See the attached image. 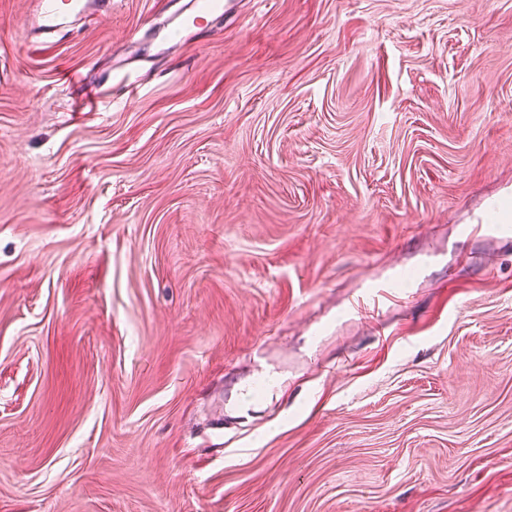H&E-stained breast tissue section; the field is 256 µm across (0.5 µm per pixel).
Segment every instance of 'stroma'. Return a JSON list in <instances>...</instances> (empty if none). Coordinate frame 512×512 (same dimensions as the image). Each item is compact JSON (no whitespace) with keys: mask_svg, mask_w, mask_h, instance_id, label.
Segmentation results:
<instances>
[{"mask_svg":"<svg viewBox=\"0 0 512 512\" xmlns=\"http://www.w3.org/2000/svg\"><path fill=\"white\" fill-rule=\"evenodd\" d=\"M27 5L0 512H512V0ZM90 2L82 0H37L27 15L26 30L31 34L35 27L49 28L58 17L68 12H87ZM393 288L390 282L368 286L352 303L357 310L379 308L393 299Z\"/></svg>","mask_w":512,"mask_h":512,"instance_id":"1","label":"stroma"}]
</instances>
